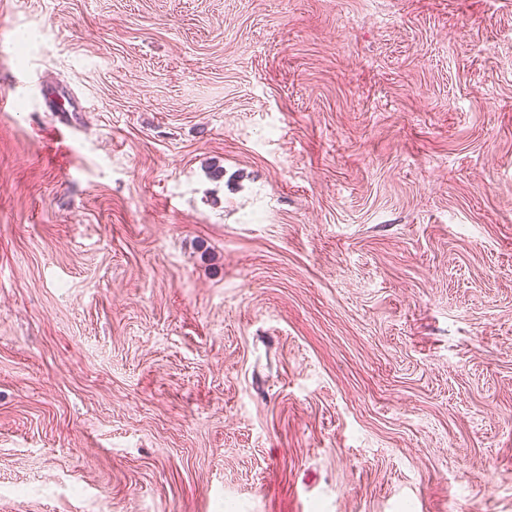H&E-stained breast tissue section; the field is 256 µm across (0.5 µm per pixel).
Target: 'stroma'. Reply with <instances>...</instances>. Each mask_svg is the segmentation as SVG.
I'll use <instances>...</instances> for the list:
<instances>
[{"label":"stroma","instance_id":"35a3bbf8","mask_svg":"<svg viewBox=\"0 0 512 512\" xmlns=\"http://www.w3.org/2000/svg\"><path fill=\"white\" fill-rule=\"evenodd\" d=\"M1 95L0 512H512V0H0Z\"/></svg>","mask_w":512,"mask_h":512}]
</instances>
